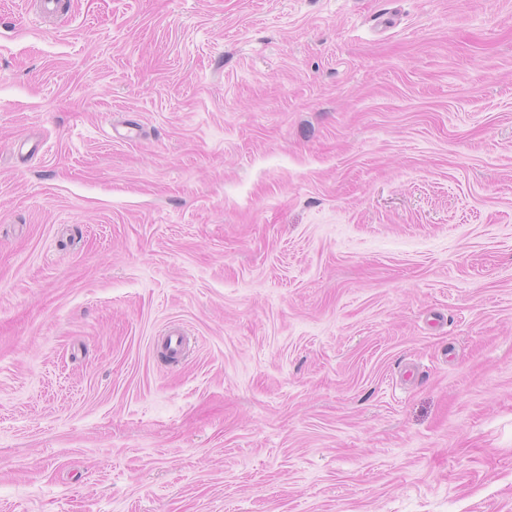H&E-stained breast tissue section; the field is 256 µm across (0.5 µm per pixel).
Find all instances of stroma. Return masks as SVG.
I'll use <instances>...</instances> for the list:
<instances>
[{"mask_svg": "<svg viewBox=\"0 0 512 512\" xmlns=\"http://www.w3.org/2000/svg\"><path fill=\"white\" fill-rule=\"evenodd\" d=\"M36 9L0 512H512V0Z\"/></svg>", "mask_w": 512, "mask_h": 512, "instance_id": "1", "label": "stroma"}]
</instances>
